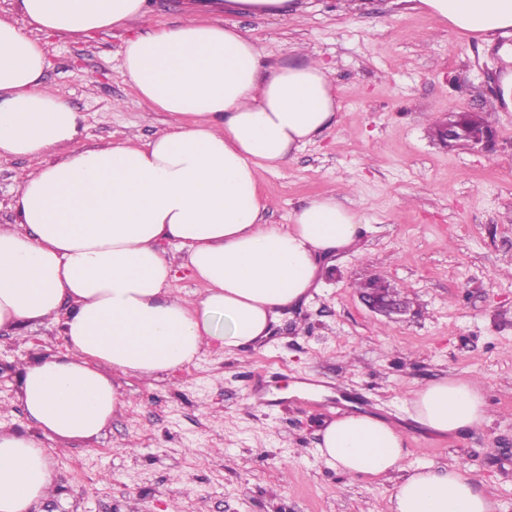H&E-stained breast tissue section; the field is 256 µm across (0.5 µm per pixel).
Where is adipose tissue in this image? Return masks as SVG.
<instances>
[{"mask_svg": "<svg viewBox=\"0 0 512 512\" xmlns=\"http://www.w3.org/2000/svg\"><path fill=\"white\" fill-rule=\"evenodd\" d=\"M457 32L492 43L512 35V0H419ZM150 0H10L0 8V160L23 157L16 221L0 225V329L58 321L69 354L28 364L19 400L39 433L0 432V512H33L55 485L48 450L92 438L126 402L115 374L156 379L203 349L236 354L270 334L313 288L319 256L352 246L357 211L328 192L266 223L262 174L336 120L334 68L298 54L267 65L227 15L287 17L299 0H189L187 19L121 47V73L168 130L77 149L83 118L43 80L47 35L87 38L129 28ZM186 251L203 294L177 296L161 241ZM426 431L484 425L478 382L441 378L409 400ZM353 478L401 479L390 512H497L493 496L457 467H405V438L383 418L352 411L328 422L317 446Z\"/></svg>", "mask_w": 512, "mask_h": 512, "instance_id": "obj_1", "label": "adipose tissue"}]
</instances>
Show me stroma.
Returning <instances> with one entry per match:
<instances>
[{
  "label": "stroma",
  "mask_w": 512,
  "mask_h": 512,
  "mask_svg": "<svg viewBox=\"0 0 512 512\" xmlns=\"http://www.w3.org/2000/svg\"><path fill=\"white\" fill-rule=\"evenodd\" d=\"M352 2L233 21L268 63L304 46L336 68V124L261 176L267 223L333 190L359 202L361 238L323 260L318 290L257 348L205 353L158 380L118 377L127 407L101 437L55 444L57 490L34 512H389L398 475L352 479L317 456L323 424L356 408L403 431L406 465L461 467L512 512V112L493 103L498 47L418 0ZM127 35L48 40L44 80L81 113L80 146L166 126L162 112L143 120L120 73ZM472 111L492 125L491 147L432 138L443 113ZM372 279L404 292L401 314L367 306ZM66 351L57 323L0 330V424L33 432L20 370ZM445 376L481 384L490 424L435 437L410 419L412 390Z\"/></svg>",
  "instance_id": "obj_1"
}]
</instances>
